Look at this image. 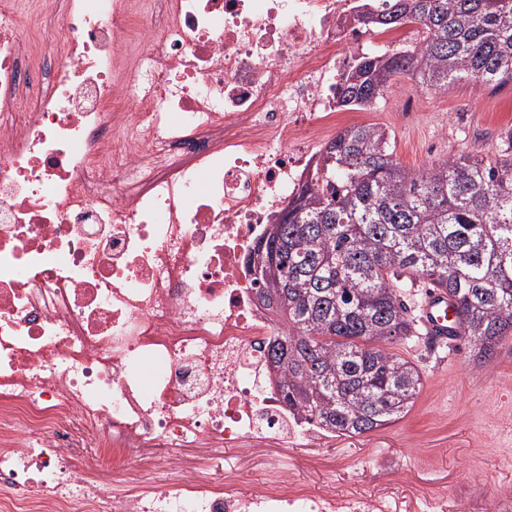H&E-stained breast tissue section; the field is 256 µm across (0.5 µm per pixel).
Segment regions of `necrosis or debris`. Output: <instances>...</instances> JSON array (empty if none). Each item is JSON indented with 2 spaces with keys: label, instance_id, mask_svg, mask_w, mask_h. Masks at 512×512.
Returning <instances> with one entry per match:
<instances>
[{
  "label": "necrosis or debris",
  "instance_id": "necrosis-or-debris-1",
  "mask_svg": "<svg viewBox=\"0 0 512 512\" xmlns=\"http://www.w3.org/2000/svg\"><path fill=\"white\" fill-rule=\"evenodd\" d=\"M385 3L31 0L43 79L0 0V512H383L209 460L323 437L269 375L247 260L346 123L340 75L421 39L358 22Z\"/></svg>",
  "mask_w": 512,
  "mask_h": 512
}]
</instances>
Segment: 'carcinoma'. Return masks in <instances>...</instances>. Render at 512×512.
<instances>
[{"label": "carcinoma", "instance_id": "carcinoma-1", "mask_svg": "<svg viewBox=\"0 0 512 512\" xmlns=\"http://www.w3.org/2000/svg\"><path fill=\"white\" fill-rule=\"evenodd\" d=\"M364 21L415 23L426 38L359 57L336 84L341 106L378 103L399 75L434 90L512 82V0H390ZM248 270L288 330L268 351L288 409L338 436L388 425L422 386L391 350L417 332L404 302L415 277L454 298L479 366L512 337V131L493 162L460 154L419 171L397 161L382 128L339 133Z\"/></svg>", "mask_w": 512, "mask_h": 512}]
</instances>
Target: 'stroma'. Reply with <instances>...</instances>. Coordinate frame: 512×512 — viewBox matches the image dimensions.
I'll return each mask as SVG.
<instances>
[{
  "mask_svg": "<svg viewBox=\"0 0 512 512\" xmlns=\"http://www.w3.org/2000/svg\"><path fill=\"white\" fill-rule=\"evenodd\" d=\"M358 123L390 132L396 159L411 170L467 153L492 160L512 129V83L477 92L459 83L434 92L401 75ZM396 351L418 367L423 381L404 417L314 448L254 456L218 448L211 453L213 475L236 468L256 490L276 466L313 494L330 487L386 492L390 512H437L434 494L444 488L476 506L491 496L512 498V340L487 367L474 364L464 342L437 348L418 335Z\"/></svg>",
  "mask_w": 512,
  "mask_h": 512,
  "instance_id": "stroma-1",
  "label": "stroma"
}]
</instances>
